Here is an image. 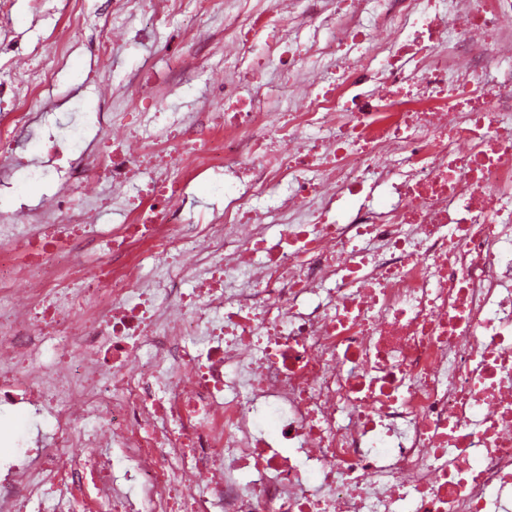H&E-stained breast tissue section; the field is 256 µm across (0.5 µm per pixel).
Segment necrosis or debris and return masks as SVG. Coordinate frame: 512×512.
<instances>
[{
	"label": "necrosis or debris",
	"mask_w": 512,
	"mask_h": 512,
	"mask_svg": "<svg viewBox=\"0 0 512 512\" xmlns=\"http://www.w3.org/2000/svg\"><path fill=\"white\" fill-rule=\"evenodd\" d=\"M239 2L287 122L228 82L165 146L109 114L0 216V414L37 419L0 429V512H512V0ZM74 43L13 67L1 156ZM88 181L136 188L122 223ZM263 58L265 69L262 74V84L264 87L261 94L254 98V102L264 112H287L291 107V101L288 96L281 95L282 84L279 80L278 68L275 62L266 58V54ZM189 190L192 192L189 202L192 203V207L196 211L208 209L213 205L220 206L224 204V198H218L220 194L213 190L212 182L207 176H200L195 179Z\"/></svg>",
	"instance_id": "obj_1"
}]
</instances>
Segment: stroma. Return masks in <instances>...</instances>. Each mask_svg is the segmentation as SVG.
I'll return each mask as SVG.
<instances>
[{"label":"stroma","instance_id":"stroma-1","mask_svg":"<svg viewBox=\"0 0 512 512\" xmlns=\"http://www.w3.org/2000/svg\"><path fill=\"white\" fill-rule=\"evenodd\" d=\"M150 0H130L126 12H112V0H84L81 11L72 12L70 0H48L45 13L33 17L28 0H13L14 44L16 56L29 55L40 44L54 24L69 25L78 35L79 47L68 61V68L56 80L53 89L43 98L33 101L34 123L60 126L61 129L80 127L89 135L86 150H93L91 140L100 130L103 113L128 111L132 102H141L137 127H150L154 136L166 140L169 135V114L178 112L184 122H191V113L197 101L210 100L212 107H219L213 99L214 82L234 78L231 60L224 54L223 14L201 17L203 39L198 46L205 61L199 69L157 96H142L141 83L146 74L162 77L167 74L171 56L169 43L179 29L178 21L159 27L157 33H142L144 16L150 9ZM111 17L113 27L112 62L107 73H100L93 47L97 41L100 18Z\"/></svg>","mask_w":512,"mask_h":512}]
</instances>
